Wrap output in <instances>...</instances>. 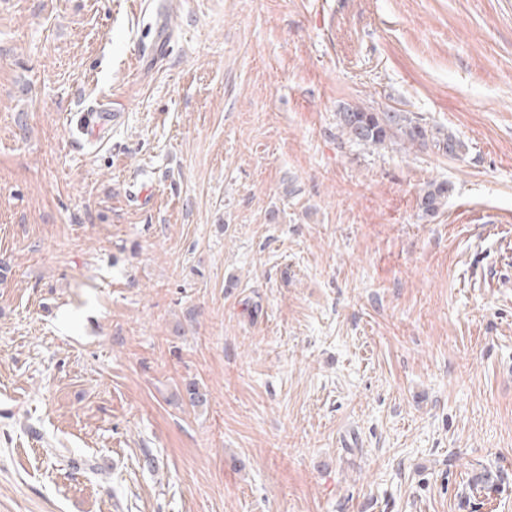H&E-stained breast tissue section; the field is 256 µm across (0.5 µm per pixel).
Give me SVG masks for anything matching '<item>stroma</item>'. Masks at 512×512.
I'll list each match as a JSON object with an SVG mask.
<instances>
[{
  "label": "stroma",
  "instance_id": "35a3bbf8",
  "mask_svg": "<svg viewBox=\"0 0 512 512\" xmlns=\"http://www.w3.org/2000/svg\"><path fill=\"white\" fill-rule=\"evenodd\" d=\"M0 512H512V0H0ZM118 114L105 103H96L74 112L71 118L74 131L89 145L103 144L112 136V125ZM338 114L341 136L368 149L385 148L390 144L409 149H435L450 158H459L468 151L465 141L438 127H429L410 112L348 106ZM422 191L420 209L423 215L432 216L447 203L452 187L445 181H431Z\"/></svg>",
  "mask_w": 512,
  "mask_h": 512
}]
</instances>
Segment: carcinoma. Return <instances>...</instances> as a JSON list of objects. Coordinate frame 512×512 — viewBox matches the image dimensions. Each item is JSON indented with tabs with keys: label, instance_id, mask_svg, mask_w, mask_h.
<instances>
[{
	"label": "carcinoma",
	"instance_id": "obj_1",
	"mask_svg": "<svg viewBox=\"0 0 512 512\" xmlns=\"http://www.w3.org/2000/svg\"><path fill=\"white\" fill-rule=\"evenodd\" d=\"M338 128L350 142L368 149L398 145L402 148L435 149L450 158L468 151V145L453 134L429 126L410 112L376 111L363 106H348L339 112ZM452 187L446 181H431L420 196L423 215L436 214L448 201Z\"/></svg>",
	"mask_w": 512,
	"mask_h": 512
}]
</instances>
